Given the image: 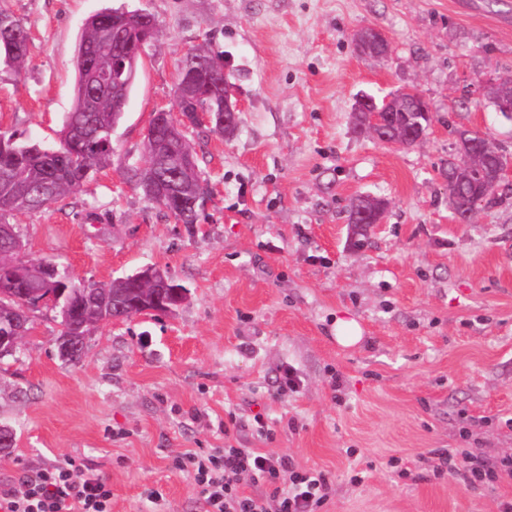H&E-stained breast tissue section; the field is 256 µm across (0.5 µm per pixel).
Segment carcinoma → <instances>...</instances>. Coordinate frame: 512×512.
I'll return each instance as SVG.
<instances>
[{
	"mask_svg": "<svg viewBox=\"0 0 512 512\" xmlns=\"http://www.w3.org/2000/svg\"><path fill=\"white\" fill-rule=\"evenodd\" d=\"M142 34L143 29L138 23H127L126 54L136 62L140 60L138 43ZM114 50L112 30L104 21L88 18L76 49L73 107L55 146L59 153L48 154V147L40 142H19L8 132L0 131V225L6 223V216L12 213L39 210L65 199L75 193L91 174L112 165V146L106 138L122 119L123 111L119 106L122 94L116 88L102 91L96 87L85 73V64L92 57L99 68L110 70ZM27 53L25 26L10 15L0 14V64L16 67ZM192 55L206 65L205 79L215 84L230 80L223 70L214 68L216 60L211 54L194 50ZM176 106L178 114L185 117L191 116L199 107H207L212 117L209 131L224 135V128L219 123L223 112L222 97H188L177 101ZM399 111L412 114V120L428 128L430 119L422 115L419 102L404 101L400 103ZM178 185L180 202L166 204L167 214L178 222L195 224L202 207V200L196 199L195 194L198 186L195 170L181 171ZM53 282L59 298L52 309L58 313L62 326L83 332L99 322L110 320L114 302L125 306V318L138 314L127 305L125 296L131 293L129 288L113 282L76 288L63 272L56 274ZM43 283L44 272L40 265L32 264L12 287L4 289L0 297V326L9 322L12 316L23 315L21 289Z\"/></svg>",
	"mask_w": 512,
	"mask_h": 512,
	"instance_id": "carcinoma-1",
	"label": "carcinoma"
}]
</instances>
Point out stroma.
<instances>
[{"label": "stroma", "mask_w": 512, "mask_h": 512, "mask_svg": "<svg viewBox=\"0 0 512 512\" xmlns=\"http://www.w3.org/2000/svg\"><path fill=\"white\" fill-rule=\"evenodd\" d=\"M109 8L149 13L159 30L112 165L8 221L26 261L75 283L158 266L188 297L170 313L99 323L76 363L57 355L55 312H33V331L0 359V425L17 439L0 451V489L74 459L109 484L112 512H146L152 487L166 512H202L172 460L228 442L325 471L329 512H498L512 482L435 478L430 452L512 456V183L462 223L440 176L460 129L512 161V117L475 93L489 72L512 74V0H0L30 36L21 66H0V130L56 143L82 26ZM367 27L386 35L387 57L356 51ZM201 45L243 109L232 138L189 129L209 194L198 223L179 224L135 180L150 115L175 110L178 65ZM405 87L432 111L417 145L355 128L358 94ZM361 194L388 209L357 248L348 213ZM342 321L356 343L338 340ZM288 367L299 388L281 395ZM258 413L273 441L257 437Z\"/></svg>", "instance_id": "obj_1"}]
</instances>
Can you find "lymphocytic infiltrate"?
I'll return each mask as SVG.
<instances>
[{
  "mask_svg": "<svg viewBox=\"0 0 512 512\" xmlns=\"http://www.w3.org/2000/svg\"><path fill=\"white\" fill-rule=\"evenodd\" d=\"M192 479L204 512H328L330 478L316 469L295 468L285 455L225 445L189 451L175 462ZM434 476L473 486L512 480V457L489 463L478 452L448 448L435 451ZM251 474L265 490H240L239 474ZM112 491L98 474L74 464L52 467L30 477L22 489L0 492V512H111Z\"/></svg>",
  "mask_w": 512,
  "mask_h": 512,
  "instance_id": "lymphocytic-infiltrate-1",
  "label": "lymphocytic infiltrate"
}]
</instances>
